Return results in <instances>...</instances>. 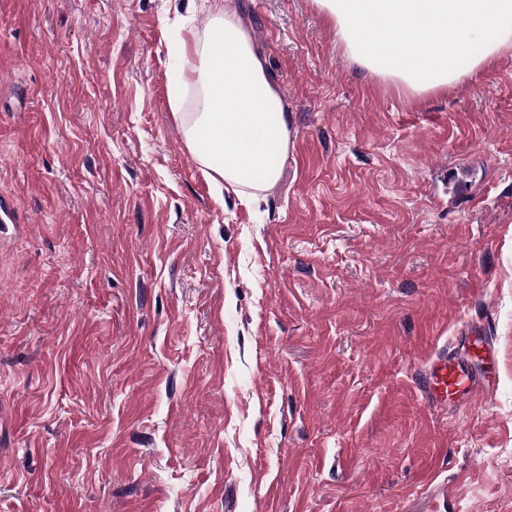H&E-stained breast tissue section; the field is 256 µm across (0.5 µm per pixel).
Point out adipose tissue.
I'll return each mask as SVG.
<instances>
[{
	"label": "adipose tissue",
	"instance_id": "adipose-tissue-1",
	"mask_svg": "<svg viewBox=\"0 0 512 512\" xmlns=\"http://www.w3.org/2000/svg\"><path fill=\"white\" fill-rule=\"evenodd\" d=\"M359 68L423 96L512 49V0H313ZM180 43L171 107L186 147L216 187L244 204L274 188L293 146L288 108L234 11L213 4ZM194 90L193 111H184Z\"/></svg>",
	"mask_w": 512,
	"mask_h": 512
}]
</instances>
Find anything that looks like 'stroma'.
I'll list each match as a JSON object with an SVG mask.
<instances>
[{"instance_id": "1", "label": "stroma", "mask_w": 512, "mask_h": 512, "mask_svg": "<svg viewBox=\"0 0 512 512\" xmlns=\"http://www.w3.org/2000/svg\"><path fill=\"white\" fill-rule=\"evenodd\" d=\"M230 6L293 141L249 206L169 106L201 0H0V512H512V50L413 98ZM467 327L492 396L432 405Z\"/></svg>"}]
</instances>
